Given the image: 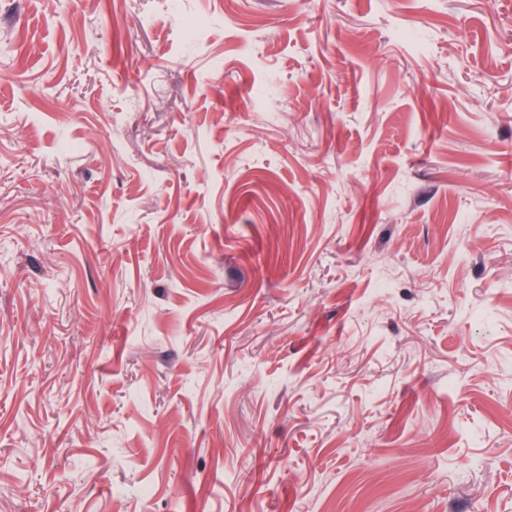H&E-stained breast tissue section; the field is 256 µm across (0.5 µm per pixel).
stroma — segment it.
<instances>
[{
    "mask_svg": "<svg viewBox=\"0 0 512 512\" xmlns=\"http://www.w3.org/2000/svg\"><path fill=\"white\" fill-rule=\"evenodd\" d=\"M0 512H512V0H0Z\"/></svg>",
    "mask_w": 512,
    "mask_h": 512,
    "instance_id": "1",
    "label": "stroma"
}]
</instances>
